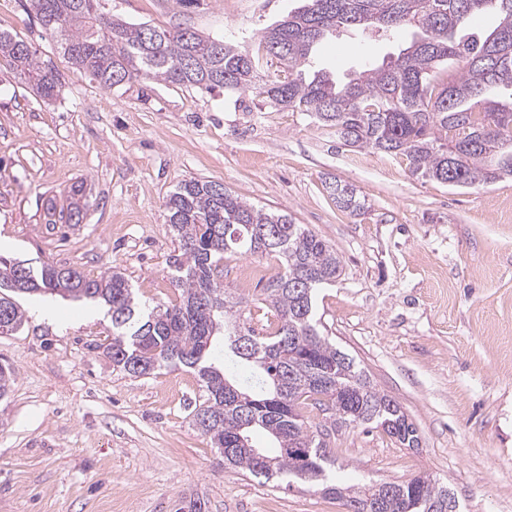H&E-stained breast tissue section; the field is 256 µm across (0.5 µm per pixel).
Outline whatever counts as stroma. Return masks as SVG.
Wrapping results in <instances>:
<instances>
[{"label":"stroma","instance_id":"stroma-1","mask_svg":"<svg viewBox=\"0 0 512 512\" xmlns=\"http://www.w3.org/2000/svg\"><path fill=\"white\" fill-rule=\"evenodd\" d=\"M300 0H107L130 23L191 29L257 45ZM0 32L25 41L64 92L45 100L0 59V254L75 268L118 270L141 301L168 304L178 248L164 202L182 181L223 183L287 214L341 260L315 311L324 335L395 399L420 445L374 428L336 434L338 486L426 474L448 486L459 512H512V178L454 189L410 176L403 158L340 145L305 113L258 108L252 93L133 79L106 89L74 72L27 0H0ZM405 35L348 30L325 37L309 71L343 81L397 53ZM365 198L340 211L333 179ZM83 220L65 223L72 189ZM239 258L223 283L262 328L267 280L241 287ZM57 324L29 319L0 334L14 371L0 399V512H345L297 484L225 468L191 414L198 377L164 369L131 377L101 350L104 308L54 297Z\"/></svg>","mask_w":512,"mask_h":512}]
</instances>
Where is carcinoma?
Here are the masks:
<instances>
[{
	"mask_svg": "<svg viewBox=\"0 0 512 512\" xmlns=\"http://www.w3.org/2000/svg\"><path fill=\"white\" fill-rule=\"evenodd\" d=\"M102 2L29 0L74 71L105 88L141 76L210 93L248 91L271 108L306 113L346 147L405 158L418 178L467 189L512 176V94L506 103L488 97L494 87L512 91V0H306L266 28L256 49L188 29L127 23L112 18ZM490 9L499 15L496 28L486 36L470 31L471 18ZM408 28L419 30L408 47L347 82L301 70L326 34L394 36ZM0 56L40 97L62 94L58 75L27 43L0 33ZM271 56L294 76L267 74ZM448 60L457 63V72L445 80L435 65ZM328 189L340 210H364L353 186L336 180ZM165 207L179 242L169 261L178 301L158 310L139 303L120 271L89 278L76 268L0 255V334L24 328L20 294L102 302L112 318V341L105 346L112 369L133 377L171 367L198 375L203 395L192 423L224 465L288 488L315 487L348 508L364 503L366 512H457L448 510L455 501L450 490L427 475L346 487L328 483L336 458L327 439L342 430L373 424L407 448L419 446L417 429L399 404L378 393L355 360L320 331L314 292L342 272L333 247L222 183L185 180ZM259 253L280 262L264 289L276 317L266 334L239 321L243 301L220 280L224 258ZM220 346L252 369L251 385L232 384L214 366ZM310 398L329 413L315 427L303 415ZM258 429L273 440V449L256 447L252 433Z\"/></svg>",
	"mask_w": 512,
	"mask_h": 512,
	"instance_id": "obj_1",
	"label": "carcinoma"
}]
</instances>
